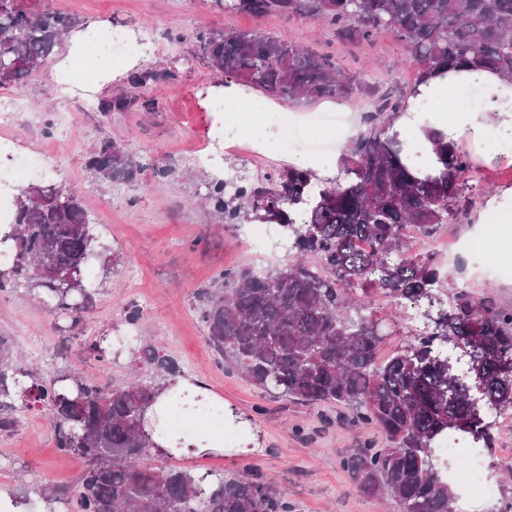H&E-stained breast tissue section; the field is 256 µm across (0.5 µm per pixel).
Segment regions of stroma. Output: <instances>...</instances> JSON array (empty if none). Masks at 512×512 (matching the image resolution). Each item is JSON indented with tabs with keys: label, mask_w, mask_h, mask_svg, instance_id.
<instances>
[{
	"label": "stroma",
	"mask_w": 512,
	"mask_h": 512,
	"mask_svg": "<svg viewBox=\"0 0 512 512\" xmlns=\"http://www.w3.org/2000/svg\"><path fill=\"white\" fill-rule=\"evenodd\" d=\"M32 12L51 10L68 16L76 48L61 47L47 65L19 86L0 88V101L20 98L25 111L11 126L0 129L14 150L48 155L51 182L77 189L97 234L121 255L111 273L96 272L94 306L79 325L65 314L51 312L26 288L0 294V336L13 337L23 359L43 377L67 370L102 385L132 381L128 359L109 367L90 356L94 337L144 336L172 358L182 376L200 378L249 419L259 449L246 455L213 456L206 460L151 457L152 466L192 470L215 469L224 474L257 472L283 491L292 512H398L390 498L364 496L342 465V459L364 443L383 442L373 426L354 423L351 410L319 404L296 406L243 381L210 349L199 317V292L223 269H270L286 258L284 250L267 244L270 224L228 226L205 223L204 187L208 167L202 157L220 158L224 174L251 182L288 167V155L271 151L278 137L279 113H257L251 127L236 124L231 112H215L205 99L211 88L224 85L196 55V32L215 28L274 35L319 54L332 56L343 77L358 91L336 97L338 112L360 118L382 96L406 99L417 65L405 42L382 32L370 39L337 37L334 29L312 20L296 23L277 15L255 17L218 11L210 0H19ZM118 29L133 34L136 55L117 63L110 76L99 57L88 70L72 75L77 54L89 51L91 28ZM158 73V80L139 89L138 99L120 112L100 105L127 88L133 75ZM68 75L69 93L57 81ZM104 140L124 144L140 161V169L117 183L91 182L85 167L88 152ZM167 165L168 177L155 175ZM467 217L455 227H441L432 237L409 233L415 251L434 255L451 283L466 287L475 299L493 298L512 308V230L496 224L492 214L512 206V160L478 168L468 179ZM458 231L493 242L489 258L469 254L451 257L448 234ZM355 306H370L392 333L376 354L384 361L408 338L409 329H424L417 308L401 305L380 293H357ZM140 306L139 326L125 322L129 307ZM499 446L485 457L495 468V498L482 490L456 488L454 512H497L500 499L512 496V410L499 424ZM12 457V468L0 471V489L35 492L47 486L74 490L87 466L77 454L56 448L53 428L43 409L26 412L18 429L0 433V457Z\"/></svg>",
	"instance_id": "obj_1"
}]
</instances>
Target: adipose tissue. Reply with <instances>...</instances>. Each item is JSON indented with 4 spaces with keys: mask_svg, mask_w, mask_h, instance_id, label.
Returning <instances> with one entry per match:
<instances>
[{
    "mask_svg": "<svg viewBox=\"0 0 512 512\" xmlns=\"http://www.w3.org/2000/svg\"><path fill=\"white\" fill-rule=\"evenodd\" d=\"M460 89L478 92V100L459 110H451V95ZM505 126L512 129V78L488 70L464 68L433 76L420 84L393 122L394 131H408L409 164L422 174L433 172L439 166L429 139L433 133L443 135L455 144L467 145L476 165L490 166L501 158L511 159L512 132L502 134L501 129ZM177 395L188 400L197 395L209 399L213 393L198 379L170 378L143 415L153 452L197 459L223 452L222 436L201 441L168 430L170 401Z\"/></svg>",
    "mask_w": 512,
    "mask_h": 512,
    "instance_id": "ef3b65f1",
    "label": "adipose tissue"
}]
</instances>
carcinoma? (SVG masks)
<instances>
[{"mask_svg":"<svg viewBox=\"0 0 512 512\" xmlns=\"http://www.w3.org/2000/svg\"><path fill=\"white\" fill-rule=\"evenodd\" d=\"M218 7L253 16L280 14L292 21L319 20L343 35L370 37L391 31L404 41L419 70L418 82L467 64L512 76V0H213ZM73 27L49 11L27 12L17 0H0V87L18 85L43 68ZM199 55L214 74L258 85L288 100L350 95L357 86L340 78L335 60L285 39L255 32L211 29L196 37ZM146 80L103 103L121 112ZM400 103L385 98L365 115V128L344 154V179L314 189L311 172L288 169L253 183L208 179L206 200L228 225L278 226L292 259L274 270L226 268L215 289L201 292V318L215 352L253 386L295 404L349 408L356 422L382 430L385 443H365L343 459L364 494L389 496L400 512H452L448 466L436 463L453 439L472 448H494L497 428L455 397L445 356L455 346L474 348L470 381L500 413L512 409V379L501 362L512 357V308L477 301L454 287L444 307L447 324L403 343L376 362L380 337L373 313L352 316L357 291L379 290L419 304L442 296L444 278L430 254L412 253L404 229L430 236L463 209L470 157L455 143L430 139L443 168L419 178L402 161L403 143L389 133ZM86 168L101 182L130 177L137 164L127 149L105 140L90 150ZM13 221L0 228V292L20 286L43 304L79 323L95 287L83 279L67 288L57 269L84 273L93 261L108 270L117 261L94 235L79 191L62 184L16 190ZM88 351L106 365L123 346ZM128 358L152 376L103 386L73 373L54 380L18 360L15 342L0 336V432L18 426L14 412L39 406L52 419L56 448L77 452L87 468L63 499L38 491L44 512H291L286 494L253 473L206 472L194 478L179 467L147 463L150 437L144 409L175 362L145 341Z\"/></svg>","mask_w":512,"mask_h":512,"instance_id":"1","label":"carcinoma"}]
</instances>
